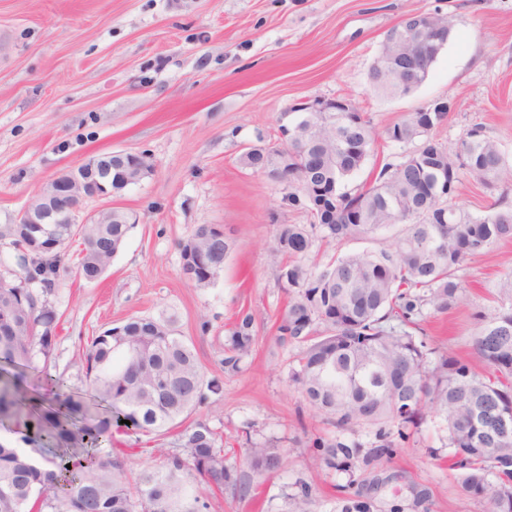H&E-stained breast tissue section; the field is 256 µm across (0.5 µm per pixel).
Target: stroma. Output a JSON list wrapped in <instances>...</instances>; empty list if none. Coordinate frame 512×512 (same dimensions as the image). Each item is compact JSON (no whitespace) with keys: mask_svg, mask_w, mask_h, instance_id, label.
Masks as SVG:
<instances>
[{"mask_svg":"<svg viewBox=\"0 0 512 512\" xmlns=\"http://www.w3.org/2000/svg\"><path fill=\"white\" fill-rule=\"evenodd\" d=\"M451 14L454 30L427 80L410 96L370 92L368 72L387 31L408 11ZM348 97L369 117L376 150L351 179L369 182L386 158L409 152L386 128L436 98L453 101L434 137L455 146L483 127L512 162V0H0V225L57 173L92 156L127 151L152 171L109 204L137 222L94 283L66 279L50 294L60 316L50 371L80 384L86 341L131 316L176 314L206 376L224 392L193 412L224 435L228 462L248 491L209 496L208 512H288L308 482L314 512H336L340 498L369 494L373 512H481L449 467L444 431L424 424L376 468L317 475V439L369 450L373 429L336 431L288 384L297 345L277 341L288 301L268 256L275 227L307 224L283 202L285 184L242 168L246 147L281 143L290 105L301 98ZM457 204L484 214L507 188L488 189L461 171ZM104 200L83 202L90 219ZM223 226L232 250L215 284L195 287L180 271L177 244L196 225ZM512 273V242L469 259L458 308L425 309L422 326L437 354L481 368L473 348L479 316H492V292ZM254 317L247 368L224 376V327L240 309ZM168 436L142 441L119 433L112 453L129 469L157 461ZM283 450L281 466L254 471L244 449ZM426 490L416 506L414 490Z\"/></svg>","mask_w":512,"mask_h":512,"instance_id":"35a3bbf8","label":"stroma"}]
</instances>
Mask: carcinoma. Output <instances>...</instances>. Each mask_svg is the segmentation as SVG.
<instances>
[{"instance_id":"1","label":"carcinoma","mask_w":512,"mask_h":512,"mask_svg":"<svg viewBox=\"0 0 512 512\" xmlns=\"http://www.w3.org/2000/svg\"><path fill=\"white\" fill-rule=\"evenodd\" d=\"M395 74L371 70L368 82L379 95L393 94ZM448 119L436 112H410L387 130L397 143H421L409 155L386 160L366 186L349 179L373 152L370 120L342 112L322 117L310 112L297 123L303 148L288 155V185L304 178L336 187V223L322 224L317 197L288 192L284 202L309 211L310 224L276 225L271 255L278 280L291 294L278 325L281 344L301 346L288 380L326 421L338 429L358 424L375 429L364 456L340 439L320 440L317 467L348 471L394 454L395 439L407 438L431 412L446 423L449 461L460 472V487L483 503V512H512V275L493 295L497 313L482 319L474 339L484 372L454 356L430 360L432 349L420 335L427 307L457 306L465 291L458 275L467 259L512 240V204L507 195L483 215L456 202L460 170L484 187L512 181V164L481 127L468 131L456 147L431 136ZM268 158L248 147L239 162L260 172ZM401 226L393 245L331 259L313 271L303 260L317 239L342 241L375 236ZM20 224H1L0 243L16 253L27 282L0 288V429L43 454L55 470L37 466L28 455L0 442V512H205L196 490H240L224 456V438L206 420L183 426L188 414L223 391V380L205 377L174 315L131 317L91 337L82 348L90 397L48 372L60 317L48 300L66 275L90 283L107 270L132 228L130 224H58L57 248L42 254L26 245ZM78 243L75 265L65 262ZM193 248L208 258L211 273L192 281L212 285L224 270L230 241L209 224L197 225L179 243L180 258ZM254 316L240 311L224 336V374L240 373L254 344ZM43 361L49 404L27 403L19 367ZM127 420L134 433H173L162 461L131 473L104 448L112 427ZM91 457L66 476L64 456ZM258 472L279 467L281 449L253 443L245 449ZM291 512H312L307 484L288 496ZM356 495L340 512H372Z\"/></svg>"}]
</instances>
